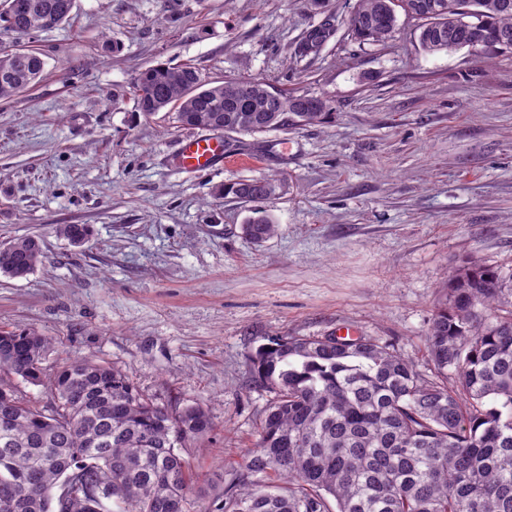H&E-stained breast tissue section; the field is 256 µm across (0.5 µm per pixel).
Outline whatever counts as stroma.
Masks as SVG:
<instances>
[{"instance_id":"35a3bbf8","label":"stroma","mask_w":512,"mask_h":512,"mask_svg":"<svg viewBox=\"0 0 512 512\" xmlns=\"http://www.w3.org/2000/svg\"><path fill=\"white\" fill-rule=\"evenodd\" d=\"M355 0H76L70 20L0 42L37 49L41 80L0 100V243L36 236L45 258L0 274V327L53 338L47 368L91 358L145 397L197 401L214 429L186 453L231 476L272 395L249 356L275 336H372L426 367L448 271L512 265V53H429L415 20L384 44L351 39ZM334 34L299 56L309 33ZM158 64L204 79L259 77L323 98L326 122L229 133L228 162H177L193 135L140 114L132 86ZM279 182L258 203L216 195ZM262 210L276 234L240 227ZM57 224H87L67 244Z\"/></svg>"}]
</instances>
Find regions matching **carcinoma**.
<instances>
[{
    "label": "carcinoma",
    "mask_w": 512,
    "mask_h": 512,
    "mask_svg": "<svg viewBox=\"0 0 512 512\" xmlns=\"http://www.w3.org/2000/svg\"><path fill=\"white\" fill-rule=\"evenodd\" d=\"M0 10L17 35L67 22L75 0H21ZM421 21L429 52L512 51V0H356L348 25L363 44L391 40L400 15ZM332 36L314 29L302 47L318 53ZM34 48L0 52V99L39 80ZM139 111L168 109L183 126L256 134L331 117L327 101L271 91L256 77L215 84L189 64L155 66L133 86ZM266 178L241 180L219 196L256 202L276 194ZM254 243L276 225L258 215L242 225ZM80 247L88 224H57ZM34 237L0 247V273L23 278L41 264ZM53 343L34 329H0V475L20 512H512V267L468 262L448 272L426 336L428 367L371 336H276L251 355L274 393L258 438L229 484H199L187 443L214 430L199 402L167 408L144 397L119 368L75 360L47 373ZM46 389L40 404L8 378Z\"/></svg>",
    "instance_id": "1"
}]
</instances>
